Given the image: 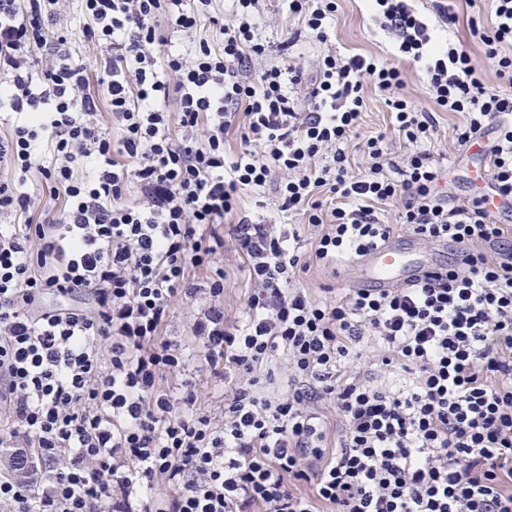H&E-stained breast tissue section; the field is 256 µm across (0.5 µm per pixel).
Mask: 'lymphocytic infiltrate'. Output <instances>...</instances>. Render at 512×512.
<instances>
[{"instance_id":"1","label":"lymphocytic infiltrate","mask_w":512,"mask_h":512,"mask_svg":"<svg viewBox=\"0 0 512 512\" xmlns=\"http://www.w3.org/2000/svg\"><path fill=\"white\" fill-rule=\"evenodd\" d=\"M214 2L0 0V102L16 116L0 136L14 173L0 180V512H512V225L490 209L498 196L512 211V93L411 0H370L398 61L324 52L300 107L288 51L330 41L336 0H288L301 27L275 62L261 0H232L225 19ZM206 18L219 45L198 34ZM480 39L512 86V0H492ZM402 59L423 66L434 111L413 106ZM367 84L408 149L396 160L388 135L368 137L354 176ZM440 111L463 114L459 145L492 136L474 197L439 185ZM276 170L288 224L241 207ZM34 173L41 190L22 191ZM387 202L398 224L379 217ZM400 225L458 259L378 294L305 288L311 267ZM230 258L248 271L232 315ZM179 307L185 343L167 334ZM370 343L376 377L359 363ZM276 362L288 386L270 394L260 373ZM204 380L222 400L201 401Z\"/></svg>"}]
</instances>
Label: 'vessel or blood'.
Segmentation results:
<instances>
[{
  "mask_svg": "<svg viewBox=\"0 0 512 512\" xmlns=\"http://www.w3.org/2000/svg\"><path fill=\"white\" fill-rule=\"evenodd\" d=\"M437 264L435 253H420L416 238L408 235L387 241L360 258L355 264V283L383 291L423 278L435 272Z\"/></svg>",
  "mask_w": 512,
  "mask_h": 512,
  "instance_id": "1",
  "label": "vessel or blood"
}]
</instances>
